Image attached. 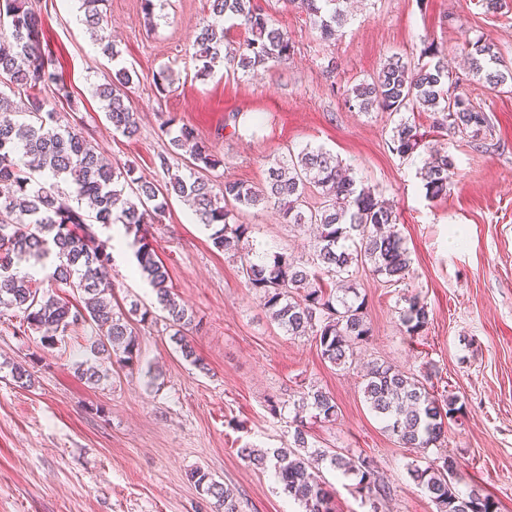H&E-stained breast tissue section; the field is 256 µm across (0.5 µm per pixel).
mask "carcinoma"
Returning <instances> with one entry per match:
<instances>
[{
    "label": "carcinoma",
    "instance_id": "carcinoma-1",
    "mask_svg": "<svg viewBox=\"0 0 512 512\" xmlns=\"http://www.w3.org/2000/svg\"><path fill=\"white\" fill-rule=\"evenodd\" d=\"M212 20L203 24L193 42L198 77L215 67L225 72L253 75L290 59L294 45L276 27L256 0H207ZM106 0H81L82 22L103 54L117 60L120 51L103 27ZM305 13L325 41L335 39L348 21L345 0H289ZM0 23L10 36L0 37V307L23 313L27 328L52 344L54 335L85 324L95 331L88 340L91 355L124 367L139 362V343L128 315L145 323L162 319L171 331L170 341L182 358L198 363L189 333L197 329L195 316L177 301L166 266L149 239L152 225L161 221L168 200L175 195L187 202L198 223L211 231L209 239L219 251L239 258L245 287L258 296L278 327L290 336H311L319 343L323 360L347 368L354 350L370 336L365 299L351 283V268L368 266L372 273L396 285L406 279L411 259L403 238L395 231L399 217L385 199L364 186L341 160L321 147L306 146L288 153L268 169L265 180L250 184L226 180L215 186L206 173L223 163L194 129L181 125L170 138V151L158 156L170 170V159L189 156L190 174L174 175L160 186L136 175L133 161L108 163L98 147L78 125L62 124L53 106L42 96L47 88L67 98L69 92L54 61L43 48V21L36 0H0ZM244 31L238 46L228 47L224 21ZM468 81L477 88L502 92L512 89V63L495 44L468 42ZM428 61L414 65L400 55L380 62L371 81L348 90L347 99L361 112L373 109L400 116L393 128V151L412 156L424 134L416 122L402 116L409 111L431 112L433 127L449 137L466 134L475 139L491 131L488 115L465 94L450 92L445 53L431 43L424 48ZM133 77L124 67L95 86L113 131L132 139L140 132L138 113L128 104ZM20 98L24 111H14L12 97ZM419 175L432 199L445 197L457 176L449 154L424 162ZM321 195L322 205L305 209L310 188ZM272 205L283 223L303 230L315 225L311 260L298 262L285 253L259 255L250 243V226L240 215ZM121 224L134 238L138 268L146 277L155 302L151 307L131 304L129 313L117 312L102 282L112 254L109 242L96 226ZM33 263L49 269L45 280L20 274L19 265ZM79 297L74 304L69 296ZM410 335L429 322L427 306L416 299L400 314ZM80 379L97 385L105 377L97 366L82 362ZM362 393L369 410L383 429L405 448L442 446L446 423L460 408L457 398L439 400L426 383L389 365L374 364L363 378ZM298 403L315 416L336 420L333 396L315 390ZM256 465L272 464L282 490L297 500L304 512H333L334 491L320 479L316 466L328 463L357 479L356 488L368 498L387 496L367 456L349 457L321 449L308 440L303 420H294L293 445L260 453L238 449ZM454 463L443 458L424 468L412 465V480L426 491L438 512H498L497 502L472 489L463 494L452 477ZM201 494L216 499L224 512H239L234 495L204 470L190 472Z\"/></svg>",
    "mask_w": 512,
    "mask_h": 512
}]
</instances>
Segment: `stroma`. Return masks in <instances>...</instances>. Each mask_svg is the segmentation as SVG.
<instances>
[{
  "instance_id": "1",
  "label": "stroma",
  "mask_w": 512,
  "mask_h": 512,
  "mask_svg": "<svg viewBox=\"0 0 512 512\" xmlns=\"http://www.w3.org/2000/svg\"><path fill=\"white\" fill-rule=\"evenodd\" d=\"M258 3L287 30L295 47L290 60L252 77L219 68L202 80L192 43L206 0H165L153 28L140 0H107L104 25L120 52L115 62L76 23L79 0H38L44 43L71 93L51 103L62 119L83 126L105 156L136 160L139 175L157 184L186 172L180 158L170 170L159 166L171 118L194 128L223 159L208 174L216 184L261 182L268 163L288 150L324 147L395 204L411 258L407 279L391 286L369 269L356 270L372 336L358 347L356 367L337 369L313 338L288 336L271 320L245 288L239 260L215 249L189 206L171 198L151 240L177 299L202 320L191 335L198 364L174 351L164 324L138 322L139 364L110 366L94 387L75 374L87 358L91 327L47 346L24 329L21 312L0 311V512H215L189 479L198 468L233 491L240 512H303L272 467H256L238 450L287 447L291 403L316 388L335 398L338 417L309 420L311 441L373 460L390 488L381 512H437L408 467L445 456L454 461L461 491L482 490L499 512H512V93L460 83L459 92L491 119L480 148L468 137L437 132L430 113H414L427 143L447 150L458 167L447 196L434 200L417 175L422 153H393L392 116L363 113L346 101L347 89L370 80L386 57L415 62L431 42L457 74L469 38H484L512 59V0L496 14L483 0H357L330 43L288 0ZM331 60L336 68L329 73ZM120 65L137 75L129 101L141 121L133 139L113 131L92 95L93 85ZM163 69L174 83L162 95L154 77ZM243 221L258 249L308 256V234L289 231L276 209L250 210ZM109 278L113 303L153 297L130 265L112 262ZM414 295L430 320L413 336L399 312ZM376 361L430 374L436 393L458 398L462 409L449 420L442 447L419 452L384 432L362 394L365 367ZM19 364L30 370L31 387L14 382Z\"/></svg>"
}]
</instances>
